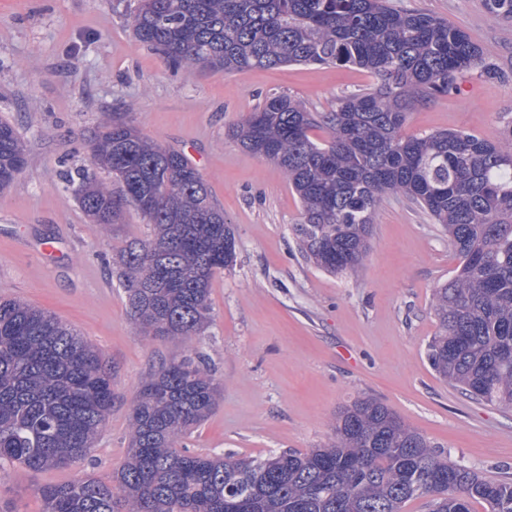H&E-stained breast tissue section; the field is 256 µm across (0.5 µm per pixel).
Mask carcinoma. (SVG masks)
<instances>
[{"instance_id": "obj_1", "label": "carcinoma", "mask_w": 512, "mask_h": 512, "mask_svg": "<svg viewBox=\"0 0 512 512\" xmlns=\"http://www.w3.org/2000/svg\"><path fill=\"white\" fill-rule=\"evenodd\" d=\"M485 6L512 18V0ZM129 24L178 72L332 63L375 77V87L342 97L331 112L269 96L233 137L284 170L302 207L293 228L299 249L328 273L361 265L388 194L407 197L441 225L463 264L434 290L439 329L428 359L470 397L512 408V127L506 150L465 131L401 134L415 103L449 94L463 73L492 72L469 35L387 0H140ZM317 129L328 139H315ZM86 149L91 167L68 179L86 216L110 230L131 206L150 227L113 255L141 335H200L211 321L210 282L236 261L224 211L182 152L148 140L124 115H106ZM25 164L23 139L0 119V191ZM113 378L75 328L0 297V465L45 471L82 463L115 402ZM221 392L198 356L162 363L133 401L128 457L112 482L41 486L43 512H403L425 496L432 512H474L476 503L512 512V482L449 460L371 398L340 409L333 437L306 452L252 458L179 447Z\"/></svg>"}]
</instances>
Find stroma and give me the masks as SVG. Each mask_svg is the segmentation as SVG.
Returning <instances> with one entry per match:
<instances>
[{
  "instance_id": "35a3bbf8",
  "label": "stroma",
  "mask_w": 512,
  "mask_h": 512,
  "mask_svg": "<svg viewBox=\"0 0 512 512\" xmlns=\"http://www.w3.org/2000/svg\"><path fill=\"white\" fill-rule=\"evenodd\" d=\"M462 28L492 74L470 71L449 96L418 104L403 135L463 130L492 142L512 126V21L484 0H390ZM136 0H0V116L26 143L27 164L0 193V295L52 312L115 370L117 399L86 460L33 472L0 466V512H43L37 487L91 476L111 481L128 453L129 416L159 362L195 348L223 386L215 410L181 444L195 453L259 458L328 441L345 404L377 399L449 459L512 479V409L469 398L427 359L437 331L433 293L463 263L440 225L386 195L358 271L307 261L292 231L301 204L283 170L244 150L231 131L267 96L312 112L373 87L365 70L289 65L248 73L173 72L136 41ZM124 112L147 137L183 152L236 237L234 267L210 284L212 321L192 344L134 325L112 252L144 238L134 209L105 230L80 208L65 174L87 165L84 140L104 113ZM51 245L53 257L41 248Z\"/></svg>"
}]
</instances>
